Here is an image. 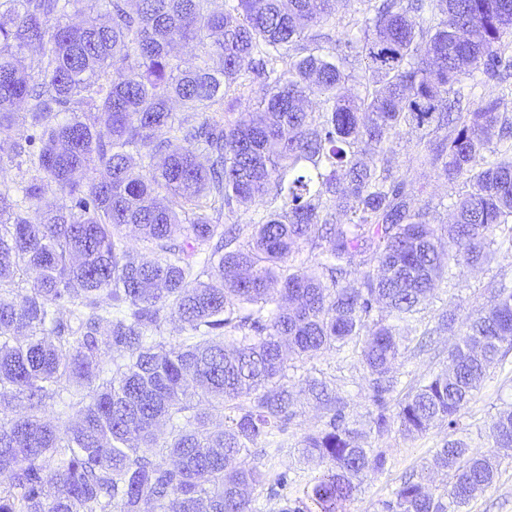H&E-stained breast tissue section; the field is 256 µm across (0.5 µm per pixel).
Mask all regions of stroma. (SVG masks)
Here are the masks:
<instances>
[{"label": "stroma", "mask_w": 512, "mask_h": 512, "mask_svg": "<svg viewBox=\"0 0 512 512\" xmlns=\"http://www.w3.org/2000/svg\"><path fill=\"white\" fill-rule=\"evenodd\" d=\"M414 142V132L406 128L389 143L396 154L399 173L410 182L414 190L413 204H422L427 197L447 200L458 196L463 189L462 182H448L439 178L429 167L420 165L415 159ZM499 281L512 282L511 258L500 259L485 267L465 268L451 282L436 288L421 313L423 324L433 325L435 314L453 306L457 307L459 317H466L484 306L489 285ZM454 342V336H437L433 350L423 354L417 353L415 342H405L397 368L398 385L389 401L390 412H397L400 400L412 394L416 387L445 367L448 351ZM288 375L296 384L309 377L330 380L337 395L344 398L350 419L365 421L372 409L367 374L353 347L347 346L312 359L296 360L293 367L289 368ZM507 405L512 406V351L508 352L502 363L490 370L480 391L462 409L461 421L467 427L466 441L473 447L487 449L485 425L498 409ZM296 411V417L288 426L285 448L271 462L273 469L288 471L291 482L287 495L291 498L301 496L313 474L311 465L298 459V443L305 434L323 428L328 420L325 411L303 394L298 397ZM447 438L448 429L441 425L414 438L404 437L395 429L381 438L367 434L366 444L387 449L389 461L383 473L364 478L360 491L347 506L348 512H381L383 501L389 499L401 477L421 472L425 468L431 469L436 485L447 484V473L433 468L434 452L436 448L442 447ZM464 512H512V455L501 457L493 486L477 494Z\"/></svg>", "instance_id": "stroma-1"}]
</instances>
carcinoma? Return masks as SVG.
I'll return each mask as SVG.
<instances>
[{"label":"carcinoma","instance_id":"cac0c4a2","mask_svg":"<svg viewBox=\"0 0 512 512\" xmlns=\"http://www.w3.org/2000/svg\"><path fill=\"white\" fill-rule=\"evenodd\" d=\"M89 2L0 0V184L26 167L0 187V400L28 408L0 418V469L11 471L0 512H258L250 491L264 486L277 512H346L388 456L362 445L326 381L301 387L329 414L300 441L315 466L303 496L282 495L288 472L246 457L296 416L290 356L354 344L370 430L415 437L436 423L464 431L461 410L512 350L502 284L463 323L448 368L388 414L401 346L436 283L512 253V236L497 235L512 225V115L462 88L476 72L512 76V0H366L359 35L331 54L311 27L330 22L336 0H107L106 22ZM71 13L84 19L67 24ZM193 42L201 55L187 66ZM31 46L46 56L38 78L24 64ZM246 85L258 108L231 119L228 92ZM22 110L34 134L1 137ZM404 127L421 165L470 187L452 203L446 250L431 223L444 203L413 206L386 148ZM366 146L377 163L362 160ZM162 188L173 205L156 201ZM53 189L71 205L31 220ZM251 205L263 208L254 224L224 230L210 216ZM129 226L154 258L125 247ZM17 274L27 287H13ZM170 317L189 333L178 343L163 336ZM456 324L442 311L428 334ZM65 393L75 426L40 416ZM486 436L512 450V407ZM435 464L450 475L444 489L405 479L382 512H461L494 483L498 455L452 439Z\"/></svg>","mask_w":512,"mask_h":512}]
</instances>
